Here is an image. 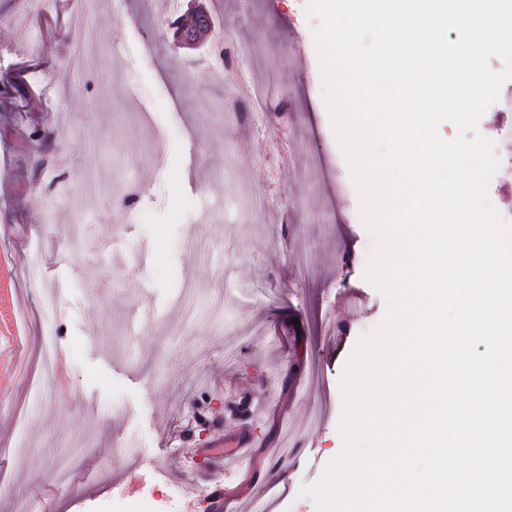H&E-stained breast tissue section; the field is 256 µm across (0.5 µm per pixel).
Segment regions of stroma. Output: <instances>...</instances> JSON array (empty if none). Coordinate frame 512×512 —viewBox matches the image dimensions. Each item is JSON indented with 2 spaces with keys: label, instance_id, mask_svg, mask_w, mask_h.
<instances>
[{
  "label": "stroma",
  "instance_id": "obj_1",
  "mask_svg": "<svg viewBox=\"0 0 512 512\" xmlns=\"http://www.w3.org/2000/svg\"><path fill=\"white\" fill-rule=\"evenodd\" d=\"M166 0H0V512L69 473L73 495L44 512H185L190 457L250 397L256 441L301 440L282 480L256 493L276 512H316L300 496L342 447L338 379L386 301L364 278L370 238L322 98L308 0H197L213 28L177 46ZM55 22L56 39L41 31ZM247 52L249 81L273 87L261 128L225 110L208 68L217 41ZM42 100L30 111L12 81L18 61ZM305 141L280 162L267 207L242 209L266 145ZM333 217L309 223L310 191ZM110 241L112 255L98 254ZM54 262L41 288L31 255ZM69 356L68 384L26 429L22 369L38 368L44 290Z\"/></svg>",
  "mask_w": 512,
  "mask_h": 512
}]
</instances>
